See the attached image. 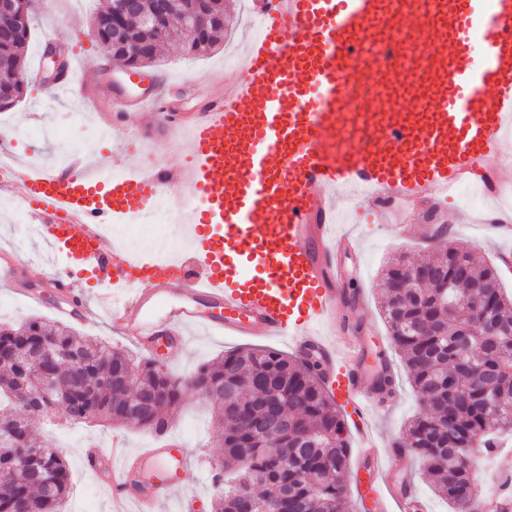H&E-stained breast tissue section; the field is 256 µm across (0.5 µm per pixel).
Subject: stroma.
Wrapping results in <instances>:
<instances>
[{"label": "stroma", "mask_w": 512, "mask_h": 512, "mask_svg": "<svg viewBox=\"0 0 512 512\" xmlns=\"http://www.w3.org/2000/svg\"><path fill=\"white\" fill-rule=\"evenodd\" d=\"M106 3L107 0H44L37 8L25 53L29 86L14 110L0 112V140L13 142V154L19 161L55 165L61 158L77 152L98 156L105 150L114 157L125 156L127 135L123 127H103L96 118L93 102L82 103L72 97L61 100L46 98V85L39 75L45 61L46 35L54 31L62 35L80 31L86 33L87 38L82 49L76 51L73 63L83 81L100 83L104 95H111L112 84L120 80L123 66L108 56L90 35L92 19ZM259 4L260 0H226L224 40L205 55H188L176 43L160 49L159 61L155 65L157 71L178 80L188 77L198 80L194 87H180L175 91L185 108L197 107L204 82L229 83L238 76L239 67L233 64L232 59L250 34L248 19L252 9ZM464 188L471 196L470 201L449 196L447 204L439 211V219L449 227L450 241L469 248L477 262L497 267L502 287L512 293V264L503 265L498 257L499 252L512 251V238L488 239L484 236L486 213L498 210L500 204L497 198L479 194L473 182H465ZM430 207V202L425 201L405 214V223L412 226L411 233L406 235L398 234L389 218L381 215L375 203L368 199L362 200L359 208H345L339 215L340 223L351 225L360 249L359 255L346 253L340 258L350 294L356 299L350 321L360 328L362 335L383 340V350L392 364L398 400L375 421L380 436L390 440H404L406 425L419 411L421 401L409 383L405 365L387 343L388 332L380 307L384 298L380 280L386 266L397 257L418 261L432 255L434 243L424 240L419 230L424 222L423 213ZM18 246L23 247L29 266L16 287L0 285V321L16 327L36 316L52 318L53 307L61 305L63 297L47 286L49 275L56 266L54 252L39 237L27 234L16 199L0 196V251ZM23 288L42 292L43 305L27 304L19 294ZM75 328L84 335L112 343L129 354L137 352L136 347L121 336L110 314L99 305H90L84 320L76 323ZM247 343L284 353L289 350L287 342L277 338L259 337L247 342L231 336H210L193 329L189 331L184 346H165L157 359L171 374L181 377ZM172 418L193 454L185 473L183 492L188 496L196 495L194 512H212L217 490L212 479V464L219 454L211 443L216 417L207 401L191 395ZM38 427L66 458L70 472L67 512H111L112 509L109 488L100 484L83 465L85 444L94 441L101 447H108L113 434L117 433L125 437L129 450L137 451L153 439L152 433L122 424L72 426L55 417L39 420Z\"/></svg>", "instance_id": "obj_1"}]
</instances>
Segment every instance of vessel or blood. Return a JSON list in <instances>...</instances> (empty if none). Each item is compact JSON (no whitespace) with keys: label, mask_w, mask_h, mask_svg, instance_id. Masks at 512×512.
<instances>
[{"label":"vessel or blood","mask_w":512,"mask_h":512,"mask_svg":"<svg viewBox=\"0 0 512 512\" xmlns=\"http://www.w3.org/2000/svg\"><path fill=\"white\" fill-rule=\"evenodd\" d=\"M261 31L245 47L241 76L208 87L194 111L172 103L169 76L100 108L148 111L153 126L184 140L189 162L146 166L130 152L129 174L108 160L63 167L11 162L7 186L30 206L40 236L59 254L49 284L82 294L86 271L102 285L125 339L153 356L200 327L217 335L269 336L312 352L330 399L350 409L379 512H413L419 497L399 481V448L381 452L372 426L384 410L361 364L358 332L340 333L349 291L338 255L353 244L336 227L341 193L404 210L425 196L489 177L486 163L512 135V0H261ZM378 50L359 51L366 39ZM374 87L369 122L352 128L340 111L349 82ZM202 197L190 248L162 261L117 248L102 227L168 206L167 190ZM25 262L0 256V284ZM191 453L172 427L129 452L113 435L102 458L116 512H159L184 482Z\"/></svg>","instance_id":"1"}]
</instances>
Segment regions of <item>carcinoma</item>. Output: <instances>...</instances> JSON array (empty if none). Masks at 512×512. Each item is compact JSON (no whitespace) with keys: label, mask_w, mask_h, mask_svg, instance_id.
I'll return each instance as SVG.
<instances>
[{"label":"carcinoma","mask_w":512,"mask_h":512,"mask_svg":"<svg viewBox=\"0 0 512 512\" xmlns=\"http://www.w3.org/2000/svg\"><path fill=\"white\" fill-rule=\"evenodd\" d=\"M112 2L93 19L97 41L129 68L150 64L158 45L170 39L200 55L224 35V0H213L214 18L197 41L169 23L161 34L143 29L140 15L153 0H139L124 30L143 51H126L113 46ZM33 21L32 10L24 18L0 12V112L25 95L27 83L17 76L24 72ZM406 280L413 287H400ZM449 282L453 287H445ZM382 287V316L422 403L407 425L405 448L421 460L429 486L454 512H484V490L468 460L494 452L512 424V295L504 293L493 267L443 241L429 259L391 263ZM481 320L500 326V335L472 336L462 344V332L476 330ZM46 346L60 357L43 359ZM46 373L55 380L53 395L36 409L13 402L16 392L38 391ZM190 394L218 413L219 465L245 469L237 483L219 487L214 512H240L247 498L285 512H349L345 427L313 364L268 348H245L175 378L156 360L133 359L41 317L19 328L0 324V426L16 431L14 438L0 439V512H63L69 470L32 419L60 412L72 423H105L134 415L141 429L156 434ZM272 400L283 426L254 428Z\"/></svg>","instance_id":"1"}]
</instances>
